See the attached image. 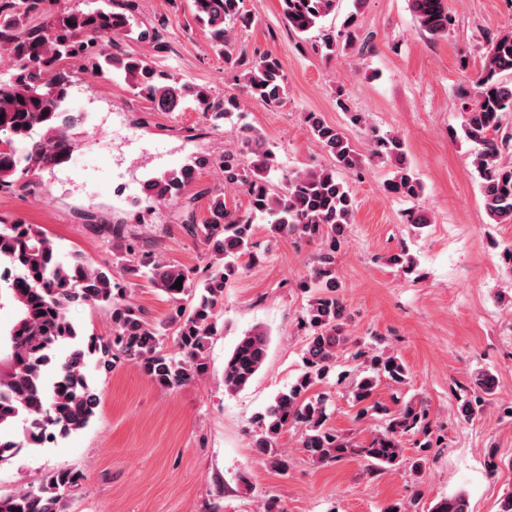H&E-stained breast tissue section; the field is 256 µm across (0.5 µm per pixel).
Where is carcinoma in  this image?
<instances>
[{"mask_svg": "<svg viewBox=\"0 0 512 512\" xmlns=\"http://www.w3.org/2000/svg\"><path fill=\"white\" fill-rule=\"evenodd\" d=\"M47 2L0 0V57L12 61L7 77H0V192L67 162L75 151L70 129L80 118H65L73 87L72 76L59 66L65 58L84 62L93 76L124 79L160 111L173 112L190 100L212 130L241 111L244 97L272 106L283 104L287 97L286 77L277 57L238 52L232 29H248L254 22L243 0H191L192 19L207 32L213 51L224 58L225 66L240 72V98L216 97L203 86L157 68L144 56L117 49L118 41L135 34L137 40L164 50L163 23L143 28L133 13L113 10L112 0H103L104 6L97 8L70 6L52 15ZM336 7L337 0H282L288 29L300 35L316 34L330 54L345 50L357 39L353 13L340 30L324 25ZM411 8L420 30L433 38L448 35L445 0H411ZM506 72H512V30L487 39L474 99L464 107L462 125L466 139L475 145L473 165L481 179L485 212L495 224H512V163L503 161L512 149V133L505 126V116L512 112V82L502 78ZM352 121L367 142V155L342 128L307 114L311 136L333 156L335 167L294 172L279 193L268 186L275 153L259 135L246 133L237 150L215 159L195 157L143 182L149 204L178 200L194 180L196 169L212 163L224 173V185L248 194L249 209L243 214L229 206L222 188L210 191L209 217L201 221L191 204L184 206L181 226L205 251L206 270L201 276L140 249L121 225L112 228L113 263L103 266L79 253L63 262L53 239L38 226L0 222V263L11 270L10 281L0 286V306L8 303L16 313L13 324L0 330V431L11 429L22 417L29 422L21 442L0 435V464L26 444L64 437L90 424L100 404L87 375L91 362L108 373L120 355L163 390L201 380L208 372L206 351L216 332L224 288L243 272L241 259L254 256L253 226L259 216L269 218L273 234L299 237L316 244L318 252L310 275L301 282V287L316 293L301 320L306 331L302 371L258 417L253 438L257 454L286 471L288 464L277 454L276 441L290 428L302 431V447L312 459L358 455L371 473L400 461L401 437L410 432L422 436V447H430L431 425L421 402L409 401L393 411L373 403L370 409L385 416V430L369 444L354 446L327 426V396L312 393L336 369L339 351L348 341L336 251L345 226L353 223L356 202L336 171H356L370 155L394 163L388 191L415 196L419 189L407 163L404 139L378 133L361 114L353 115ZM179 278L182 288L177 289ZM136 280L167 295L173 305L168 319L153 323L143 308L123 298L125 285ZM77 305L109 308L112 337H82L69 315ZM171 329L175 353L165 344ZM61 344L70 349L55 364L53 351ZM268 349L269 338L262 331L241 336L224 363L225 391L235 393L248 386L263 367ZM361 357L366 368L354 383L355 401H370L384 379L405 383L407 367L396 354H354L356 359ZM81 479L80 473L69 469L51 472L36 488L0 497V512H60L64 495ZM429 512H468V501L459 493L437 501Z\"/></svg>", "mask_w": 512, "mask_h": 512, "instance_id": "cac0c4a2", "label": "carcinoma"}]
</instances>
